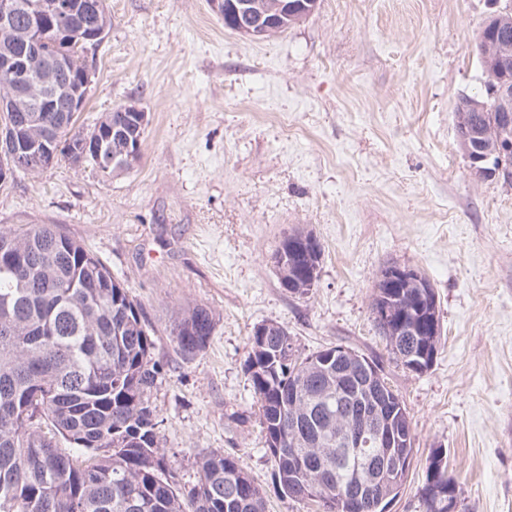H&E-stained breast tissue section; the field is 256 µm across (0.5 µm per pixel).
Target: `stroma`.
<instances>
[{
  "label": "stroma",
  "instance_id": "35a3bbf8",
  "mask_svg": "<svg viewBox=\"0 0 512 512\" xmlns=\"http://www.w3.org/2000/svg\"><path fill=\"white\" fill-rule=\"evenodd\" d=\"M112 27L79 121L135 103L149 118L132 170L66 161L0 187V226L56 224L138 299L164 373L151 392L182 491L198 454L223 451L266 491L268 512H314L275 494L245 371L255 326L300 352L379 357L416 436L388 512H424L432 450L448 451L459 512H512V184L475 177L455 133L460 96L484 95L476 44L493 0H318L264 40L225 27L209 0H106ZM312 233L308 294L280 287L270 255ZM391 262L430 280L442 323L417 374L392 360L370 304ZM216 315L182 357L171 317Z\"/></svg>",
  "mask_w": 512,
  "mask_h": 512
}]
</instances>
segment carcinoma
Returning a JSON list of instances; mask_svg holds the SVG:
<instances>
[{"label": "carcinoma", "mask_w": 512, "mask_h": 512, "mask_svg": "<svg viewBox=\"0 0 512 512\" xmlns=\"http://www.w3.org/2000/svg\"><path fill=\"white\" fill-rule=\"evenodd\" d=\"M112 26L108 12L81 8L65 32L47 21L40 37L49 53L81 56V38L95 24ZM42 96L37 122L22 126L26 144H63L56 159H74L67 142L87 137L104 150L121 139H144L136 117L112 132L106 112L87 130L78 116L40 83L42 61L26 59ZM314 240V247L303 240ZM322 245L310 233L284 237L271 255L280 287L302 296L304 275L319 265ZM415 288L388 291L376 282L371 305L395 306L394 320L376 325L389 354L405 369L434 361L440 337L410 335L399 323L427 327ZM216 327L213 311L189 306L169 324L179 353L206 350ZM143 306L80 241L55 224L0 227V512H267V499L235 457L210 451L196 457L200 477L188 494L165 462L157 409L150 400L163 371ZM245 369L265 432L266 451L282 496L312 501L320 512H345L336 485L351 478L337 435L399 417L407 457L415 435L404 402L384 375L368 378L359 360L382 369L380 359L351 347L330 346L307 355L278 322L248 336ZM448 452L438 448L425 466L420 497L425 512H448Z\"/></svg>", "instance_id": "carcinoma-1"}]
</instances>
